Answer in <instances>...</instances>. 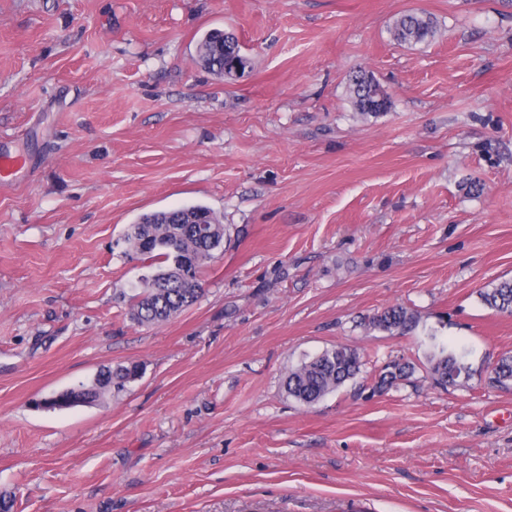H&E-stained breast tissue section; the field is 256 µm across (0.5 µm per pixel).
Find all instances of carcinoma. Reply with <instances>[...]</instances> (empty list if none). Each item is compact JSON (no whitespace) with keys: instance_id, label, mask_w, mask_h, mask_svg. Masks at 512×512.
Masks as SVG:
<instances>
[{"instance_id":"cac0c4a2","label":"carcinoma","mask_w":512,"mask_h":512,"mask_svg":"<svg viewBox=\"0 0 512 512\" xmlns=\"http://www.w3.org/2000/svg\"><path fill=\"white\" fill-rule=\"evenodd\" d=\"M392 35L404 44L426 43L434 37L436 24L432 17L407 12L395 21ZM196 60L201 69L222 77L237 67L249 68L250 59L242 51L237 36L231 31H211L201 37L196 46ZM348 90L353 106L362 115H378L392 107L390 96L369 72L359 69L351 76ZM144 224H133L123 243L126 254L149 263L153 272L142 278L141 291L130 296V314L140 324L166 322L192 306L200 297L201 269L215 258L224 246L226 227L207 207L186 205L177 209L143 215ZM482 302L497 312L512 316V279H505L480 291ZM419 316L403 306H393L365 320L373 330L389 336L414 331ZM430 370L435 382L443 387L462 385L470 370L465 352L448 348V343L436 335L428 336ZM364 366L360 354L342 344L334 345L301 362L290 370L284 380L289 397L304 406H311L354 379ZM412 363L392 361L384 365L376 387L386 388L409 376ZM139 376V365L117 364L102 368L95 378L78 391L64 390L45 410L73 408L100 400ZM492 382L500 387L512 386V355H504L493 369Z\"/></svg>"}]
</instances>
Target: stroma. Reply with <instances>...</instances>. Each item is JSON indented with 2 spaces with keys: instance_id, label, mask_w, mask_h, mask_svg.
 I'll list each match as a JSON object with an SVG mask.
<instances>
[{
  "instance_id": "35a3bbf8",
  "label": "stroma",
  "mask_w": 512,
  "mask_h": 512,
  "mask_svg": "<svg viewBox=\"0 0 512 512\" xmlns=\"http://www.w3.org/2000/svg\"><path fill=\"white\" fill-rule=\"evenodd\" d=\"M424 12L435 39L401 45ZM235 32L252 69L195 62ZM364 68L390 95L364 117ZM0 496L12 512H512V0H0ZM200 204L227 228L198 302L142 325L123 237ZM416 310L387 336L362 320ZM467 354L436 385L427 334ZM357 349L312 407L288 371ZM413 374L378 392L385 364ZM136 362L98 404L35 400ZM392 35L404 44L426 43L434 37L436 24L432 17L418 12H407L395 21ZM348 90L353 106L362 115H378L392 107L390 96L369 72L359 69L351 76ZM480 298L482 302L497 312L512 316V279H505L492 288L481 290Z\"/></svg>"
}]
</instances>
